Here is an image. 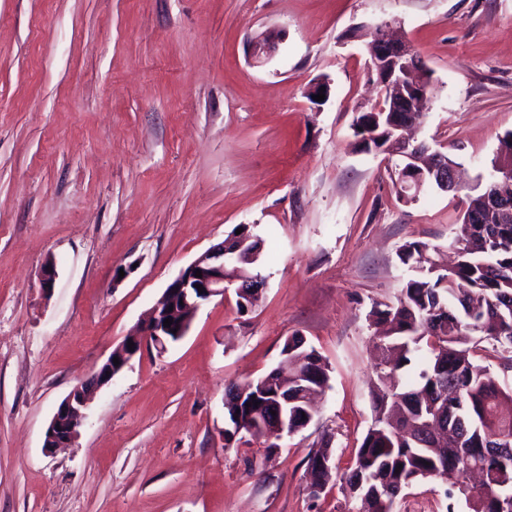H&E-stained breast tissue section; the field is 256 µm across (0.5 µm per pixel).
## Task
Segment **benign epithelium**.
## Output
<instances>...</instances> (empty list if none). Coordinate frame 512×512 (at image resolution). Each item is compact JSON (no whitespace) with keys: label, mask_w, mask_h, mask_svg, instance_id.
Segmentation results:
<instances>
[{"label":"benign epithelium","mask_w":512,"mask_h":512,"mask_svg":"<svg viewBox=\"0 0 512 512\" xmlns=\"http://www.w3.org/2000/svg\"><path fill=\"white\" fill-rule=\"evenodd\" d=\"M371 71L382 87L384 104L369 109L368 121L355 120V144L370 153L399 156L402 159L397 189L403 202L412 203L419 194L433 184L443 192H457L461 185L457 177V163L448 155L431 151L425 143H413L404 131L420 124L423 105L428 97L431 74L420 63L405 41L389 34L387 25L376 29L369 46ZM387 112H405L408 119L391 125L383 138H377L375 127L380 116ZM483 211L494 217L496 224L512 223V182H487L480 191ZM226 252L219 244L193 260L168 284L161 300L139 329L134 346L119 345L110 357L88 378L76 385L60 402L45 432L43 448L51 452L74 442L84 424L85 410L94 394L107 385L112 376L124 368L144 346L154 345L158 352L166 350L171 340H180L187 332L199 308L212 298L224 296L229 290L242 293L236 280L226 276ZM201 277H196V270ZM203 291H198V287ZM172 324L163 326L165 319ZM119 358V364L113 358Z\"/></svg>","instance_id":"7a95c632"}]
</instances>
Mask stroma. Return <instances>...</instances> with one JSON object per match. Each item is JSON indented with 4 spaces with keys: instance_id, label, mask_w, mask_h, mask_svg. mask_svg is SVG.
I'll list each match as a JSON object with an SVG mask.
<instances>
[{
    "instance_id": "1",
    "label": "stroma",
    "mask_w": 512,
    "mask_h": 512,
    "mask_svg": "<svg viewBox=\"0 0 512 512\" xmlns=\"http://www.w3.org/2000/svg\"><path fill=\"white\" fill-rule=\"evenodd\" d=\"M382 23L432 73L415 136L461 164L458 193L403 203L394 163L353 146ZM509 132L512 0H0V512H348L339 485L310 497L307 456L327 436L352 463L372 421L369 312L414 276L404 243L447 261ZM242 224L263 241L258 300L204 304L46 453L71 388ZM295 335L330 369L311 422L271 451L225 442L226 389ZM448 485L419 483L397 512H445Z\"/></svg>"
}]
</instances>
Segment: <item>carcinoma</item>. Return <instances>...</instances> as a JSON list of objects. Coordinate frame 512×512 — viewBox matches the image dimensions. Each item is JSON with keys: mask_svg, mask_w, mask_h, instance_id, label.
Returning <instances> with one entry per match:
<instances>
[{"mask_svg": "<svg viewBox=\"0 0 512 512\" xmlns=\"http://www.w3.org/2000/svg\"><path fill=\"white\" fill-rule=\"evenodd\" d=\"M231 240L244 243L241 253L261 252V239L244 225ZM454 242L457 261L451 269L432 260L428 244H404L400 260L415 264L416 275L400 289L396 301L375 304L369 316L389 325L382 337L376 365L372 423L354 462L340 476L346 501L357 512H395L394 506L416 483L448 476H464V461L482 462L485 433L512 435V386L503 385L484 364L481 352L491 346L507 369H512V224L458 225ZM299 358L288 374L244 385L245 395L224 401L225 443L240 429L260 439L280 389L300 397L288 404V431L300 432L313 417L303 398L329 386V369L321 354L294 337ZM416 358L422 367L412 381L406 368ZM468 402L478 421L465 441L456 427V394ZM240 416L235 420L234 416ZM330 441L308 455L312 484L333 481L335 465ZM402 469H397V466ZM447 512L454 501L465 500L469 512H512V458L491 466L477 487L465 482L446 491Z\"/></svg>", "mask_w": 512, "mask_h": 512, "instance_id": "1", "label": "carcinoma"}]
</instances>
